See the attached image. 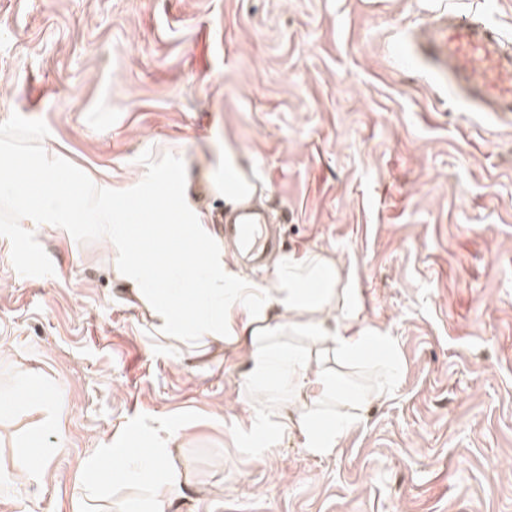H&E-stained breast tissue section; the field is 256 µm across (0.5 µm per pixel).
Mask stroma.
<instances>
[{
    "mask_svg": "<svg viewBox=\"0 0 512 512\" xmlns=\"http://www.w3.org/2000/svg\"><path fill=\"white\" fill-rule=\"evenodd\" d=\"M444 4L512 34V0H0V180L168 183L267 286L280 253L245 264L214 221L232 155L281 253L336 259L403 363L333 455L256 460L241 352L163 340L94 231L0 195V512H120L139 488L88 462L187 413L169 512H512V125L406 52Z\"/></svg>",
    "mask_w": 512,
    "mask_h": 512,
    "instance_id": "obj_1",
    "label": "stroma"
}]
</instances>
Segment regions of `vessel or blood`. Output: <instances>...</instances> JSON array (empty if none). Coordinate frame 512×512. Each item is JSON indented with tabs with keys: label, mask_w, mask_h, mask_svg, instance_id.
Instances as JSON below:
<instances>
[{
	"label": "vessel or blood",
	"mask_w": 512,
	"mask_h": 512,
	"mask_svg": "<svg viewBox=\"0 0 512 512\" xmlns=\"http://www.w3.org/2000/svg\"><path fill=\"white\" fill-rule=\"evenodd\" d=\"M421 32L436 74L464 102L495 118L512 114V43L501 32L475 16L445 8ZM224 237L244 259L265 255L275 247L268 224L249 204L225 224Z\"/></svg>",
	"instance_id": "obj_1"
}]
</instances>
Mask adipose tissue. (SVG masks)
Wrapping results in <instances>:
<instances>
[{
	"instance_id": "1",
	"label": "adipose tissue",
	"mask_w": 512,
	"mask_h": 512,
	"mask_svg": "<svg viewBox=\"0 0 512 512\" xmlns=\"http://www.w3.org/2000/svg\"><path fill=\"white\" fill-rule=\"evenodd\" d=\"M10 190L17 202L39 210L46 223L95 226L111 246L114 272L125 282L130 299L153 311L164 339L194 347L230 342L245 353L249 386L265 396L286 392L288 402L277 423H270L260 408L251 416L248 438L257 456L271 451L277 433L298 438L309 455L335 453L367 403L391 395L401 377L392 336L361 325L359 294L342 287L341 267L331 257L318 252L282 256L274 283L262 287L229 274L223 254L204 247L203 224L168 223L170 200L165 193L116 204L107 185L101 204L95 205L84 180L61 181L48 167L38 194L29 193L20 181L11 183ZM130 210L143 226L136 247L123 223ZM188 233L195 236V248L173 251L174 240ZM373 350L378 353L380 383L370 392L327 367L323 358L330 352L338 363L352 365ZM191 424L186 416L164 426L144 455L123 448L105 451L104 466L119 465L126 479L141 489L125 512H168L182 495L187 479L174 452ZM145 456L153 460L154 469L142 467Z\"/></svg>"
}]
</instances>
